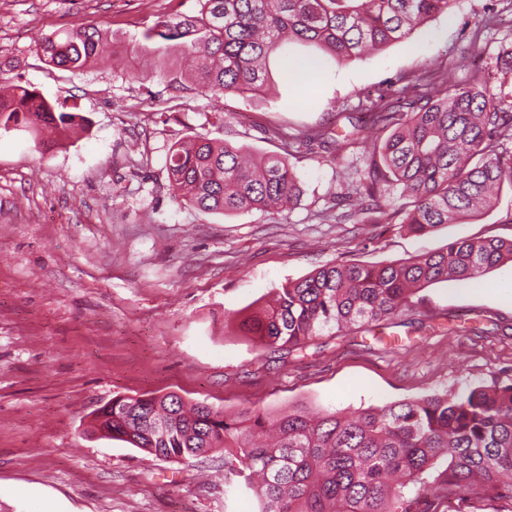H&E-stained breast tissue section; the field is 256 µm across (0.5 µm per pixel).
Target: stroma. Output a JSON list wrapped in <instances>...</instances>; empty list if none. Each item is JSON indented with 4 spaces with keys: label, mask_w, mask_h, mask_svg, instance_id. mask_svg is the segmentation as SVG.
I'll return each mask as SVG.
<instances>
[{
    "label": "stroma",
    "mask_w": 512,
    "mask_h": 512,
    "mask_svg": "<svg viewBox=\"0 0 512 512\" xmlns=\"http://www.w3.org/2000/svg\"><path fill=\"white\" fill-rule=\"evenodd\" d=\"M193 0H0V76L35 87L89 124L46 154L24 130L0 134V506L5 512H257L224 483V455L158 458L89 435L115 394L177 392L228 411L303 405L349 412L470 384L512 383V262L489 288L441 282L391 320L384 342L325 331L303 352L259 348L235 332L272 289L314 269L399 261L459 238H512V193L478 219L417 236L396 224H340L362 167L347 141L369 99L437 65L468 83L512 49V0H458L408 39L338 65L291 45L266 95L221 101L176 93L142 74L139 33ZM493 25H482L484 16ZM106 29L119 69L80 73L41 61L38 42ZM317 60L301 88L295 62ZM279 126L290 144L271 138ZM326 143L302 145L304 128ZM194 133L258 156L289 149L303 196L283 212L214 214L169 191L166 155Z\"/></svg>",
    "instance_id": "stroma-1"
}]
</instances>
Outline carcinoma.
<instances>
[{"label":"carcinoma","instance_id":"1","mask_svg":"<svg viewBox=\"0 0 512 512\" xmlns=\"http://www.w3.org/2000/svg\"><path fill=\"white\" fill-rule=\"evenodd\" d=\"M192 14L160 17L141 33L155 56L152 77L214 99L257 96L272 82L269 60L306 44L344 64L408 38L457 0H196ZM107 41L77 29L40 42L44 62L81 71ZM499 84L476 73L465 86L448 68L421 78L410 111L389 104L371 115L387 131L345 138L364 148L365 167L348 192L350 216L376 214L425 234L492 209L512 190V49L499 53ZM85 122L58 112L36 88L0 96V131L23 128L41 150ZM171 196L207 213L289 209L299 182L288 157L253 158L242 146L189 135L169 149ZM402 204L390 210L392 200ZM512 239H456L405 262L333 263L276 289L274 302L238 322L261 345L299 351L325 330L377 335L413 306L423 287L481 280ZM92 432L165 459L224 452V481L251 490L258 512H440L448 495L474 489L512 494V383L433 392L353 414L247 409L232 416L175 393L115 395L93 412ZM444 471H438L443 461Z\"/></svg>","mask_w":512,"mask_h":512}]
</instances>
